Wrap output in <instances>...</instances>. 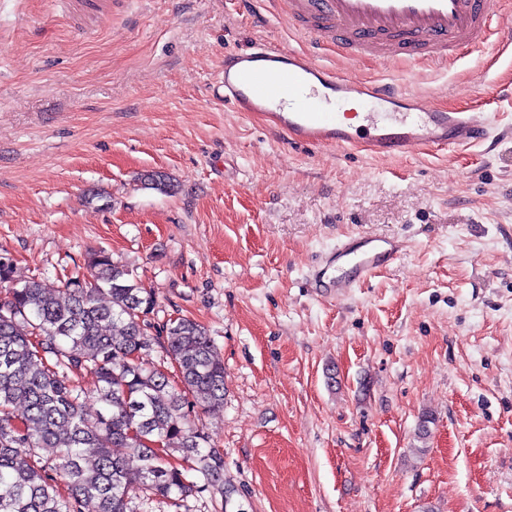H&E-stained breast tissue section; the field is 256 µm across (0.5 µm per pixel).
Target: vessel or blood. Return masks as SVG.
<instances>
[{"label": "vessel or blood", "instance_id": "vessel-or-blood-1", "mask_svg": "<svg viewBox=\"0 0 512 512\" xmlns=\"http://www.w3.org/2000/svg\"><path fill=\"white\" fill-rule=\"evenodd\" d=\"M283 10L313 49L330 46L346 59L369 52L383 60L432 62L483 43L490 17L489 0H283ZM312 51L257 42L225 53L222 100L236 112L268 114L291 140L313 147H360L378 157H403L486 141L485 113L430 106L398 82L355 77L319 63ZM350 100L364 111L360 124L343 123L336 110ZM402 248L401 242L373 236L339 242L330 260L345 263L346 271L329 281L320 268L313 280L344 296Z\"/></svg>", "mask_w": 512, "mask_h": 512}]
</instances>
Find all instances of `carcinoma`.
<instances>
[{"instance_id":"carcinoma-1","label":"carcinoma","mask_w":512,"mask_h":512,"mask_svg":"<svg viewBox=\"0 0 512 512\" xmlns=\"http://www.w3.org/2000/svg\"><path fill=\"white\" fill-rule=\"evenodd\" d=\"M143 178L176 191L162 172ZM2 291L0 512H84L90 501L97 512H137L144 500L178 506L209 490L231 503L224 452L191 423L199 408L224 407V359L204 326L155 321L153 291L105 249L50 293L19 278L1 246ZM154 342L160 362L139 361ZM88 372L97 379L92 392L79 381ZM92 399L100 410L89 419ZM115 446L126 453L114 455Z\"/></svg>"}]
</instances>
